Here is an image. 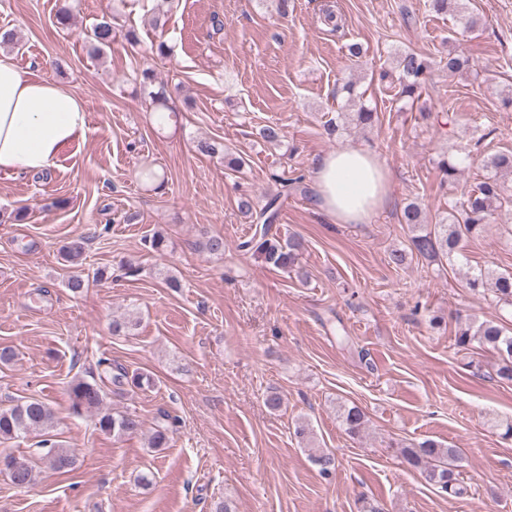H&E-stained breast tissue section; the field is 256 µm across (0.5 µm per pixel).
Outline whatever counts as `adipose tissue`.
Masks as SVG:
<instances>
[{"label":"adipose tissue","mask_w":512,"mask_h":512,"mask_svg":"<svg viewBox=\"0 0 512 512\" xmlns=\"http://www.w3.org/2000/svg\"><path fill=\"white\" fill-rule=\"evenodd\" d=\"M88 111L73 91L21 72L0 51V172L48 171L85 135ZM316 206L336 224H364L384 206L391 176L366 149L347 146L319 158L313 170Z\"/></svg>","instance_id":"adipose-tissue-1"}]
</instances>
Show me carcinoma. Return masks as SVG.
I'll list each match as a JSON object with an SVG mask.
<instances>
[{"instance_id": "1", "label": "carcinoma", "mask_w": 512, "mask_h": 512, "mask_svg": "<svg viewBox=\"0 0 512 512\" xmlns=\"http://www.w3.org/2000/svg\"><path fill=\"white\" fill-rule=\"evenodd\" d=\"M113 20L114 17L105 12L85 34L92 56H100L105 47L114 41L116 28ZM397 68L401 76V95L410 98L425 84L430 63L421 54L406 52L398 58ZM141 86L150 99L151 107L160 117L174 113L167 104L169 93L165 85L155 80L151 69L142 70ZM486 168L489 171L487 177L463 193L461 200L451 202L447 215L434 224L424 223L417 203L411 202L405 206L402 223L415 231V235L410 238L411 250L424 258L442 256L450 259L460 253L463 239L479 237L487 231L495 212L503 204L512 201L505 196L502 183L503 176L512 175V151L492 155L486 162ZM439 169L445 181L454 183L463 170V162L444 159ZM274 179L279 182L282 190L268 198L263 206L255 207L249 196L239 198V210L248 215L251 223L258 225L250 238L239 243V248L259 255L268 265L288 270L297 265L303 242L297 237H291L283 243L271 234V228L278 219L279 199L288 195V190L298 188L300 179L277 175ZM85 245L86 240L83 238L62 245L60 253L64 262L78 263L86 252ZM467 284L474 290L481 288L491 293L496 302L512 307V272L481 269L467 278ZM473 343L494 351L500 357L496 377L503 384H511L512 335L493 320L477 322L469 319L458 326L455 345L465 349ZM97 369V376L89 380L78 377L68 382L66 392L72 413L77 416L93 415L96 418L95 426L100 431L117 438L138 433L142 428L139 416L131 413L114 414L108 410L105 383L109 382L119 390L126 385L142 390L154 385L153 376L141 371L131 373L121 366L112 365L111 360L105 357L97 361ZM54 419L51 404L43 398L28 397L12 406L0 407L1 444L33 432L42 436L28 457L12 454L0 456V473L7 474L15 485L24 487L34 481L38 460L47 462L57 472H67L75 467L73 454L51 434ZM338 420L349 435L360 434L365 426V415L357 406L340 407ZM176 427L177 419L165 412L160 413V422L149 438V446L168 447L170 434ZM402 455L428 484L453 496L464 494L465 488L458 479L454 465L460 455L458 449L426 439L402 449Z\"/></svg>"}]
</instances>
